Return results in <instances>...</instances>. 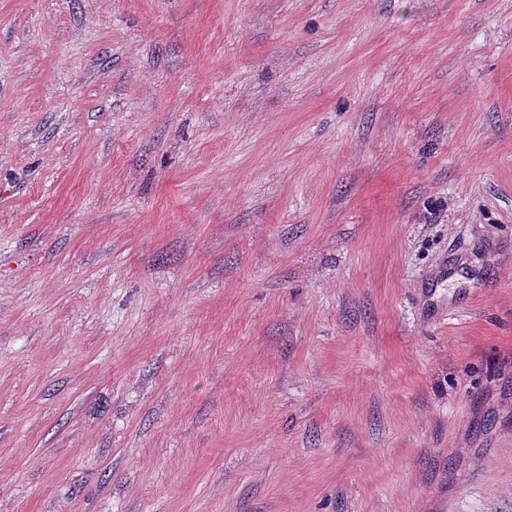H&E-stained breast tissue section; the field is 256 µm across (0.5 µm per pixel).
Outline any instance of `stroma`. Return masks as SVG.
Returning a JSON list of instances; mask_svg holds the SVG:
<instances>
[{
	"mask_svg": "<svg viewBox=\"0 0 512 512\" xmlns=\"http://www.w3.org/2000/svg\"><path fill=\"white\" fill-rule=\"evenodd\" d=\"M0 512H512V0H0Z\"/></svg>",
	"mask_w": 512,
	"mask_h": 512,
	"instance_id": "35a3bbf8",
	"label": "stroma"
}]
</instances>
